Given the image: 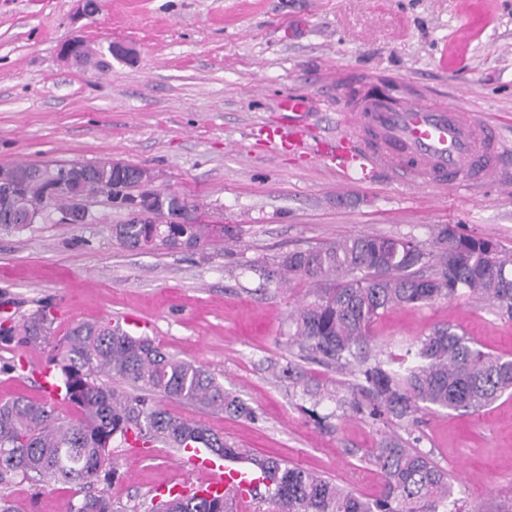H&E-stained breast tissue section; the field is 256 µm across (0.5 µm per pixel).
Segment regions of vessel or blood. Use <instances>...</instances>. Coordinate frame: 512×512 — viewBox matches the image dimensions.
Returning <instances> with one entry per match:
<instances>
[{
	"label": "vessel or blood",
	"mask_w": 512,
	"mask_h": 512,
	"mask_svg": "<svg viewBox=\"0 0 512 512\" xmlns=\"http://www.w3.org/2000/svg\"><path fill=\"white\" fill-rule=\"evenodd\" d=\"M335 138L318 146L321 157L345 175L389 171L420 187L474 188L494 179L512 188V169L493 128L469 113L459 101L433 103L425 88L403 81L386 84L349 74L336 76ZM276 148L300 150L306 141L296 126L276 129ZM257 484L251 469L228 465L223 476L201 488L205 497L240 502Z\"/></svg>",
	"instance_id": "obj_1"
}]
</instances>
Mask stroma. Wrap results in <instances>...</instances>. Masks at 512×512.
Instances as JSON below:
<instances>
[{"instance_id":"1","label":"stroma","mask_w":512,"mask_h":512,"mask_svg":"<svg viewBox=\"0 0 512 512\" xmlns=\"http://www.w3.org/2000/svg\"><path fill=\"white\" fill-rule=\"evenodd\" d=\"M78 0H0V166L124 161L149 168L156 189L195 204L203 223L227 226L237 243L199 251L130 250L114 238L125 210L90 199L91 219H58L0 230V318L21 320L50 303L64 334L83 321L123 323L166 352L194 361L254 409V419L213 414L175 400L174 416L202 421L256 454L296 463L364 497L383 481L369 457L389 434L429 452L462 502L499 512L512 505V396L478 411L373 419L314 405L278 368L294 365L320 388L350 397L354 377L302 357L289 317L306 287L265 284L251 263L361 233L410 235L431 247L437 227L512 250V193L486 184L420 188L379 177L339 176L316 151L277 153L265 128L287 123L282 99L305 101L302 122L335 134L340 73L406 78L458 97L491 125L512 165V0H104L82 19ZM82 36L91 48L130 45L133 60L80 70L60 56ZM451 323L484 350L512 357V319L462 295L390 309L373 323L375 344L406 342ZM0 400L44 399L35 377L43 350L0 343ZM120 476L104 490L124 512L152 497L197 486L183 451L160 443L113 442ZM87 486L22 478L0 485L21 512H68Z\"/></svg>"}]
</instances>
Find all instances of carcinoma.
<instances>
[{
  "label": "carcinoma",
  "mask_w": 512,
  "mask_h": 512,
  "mask_svg": "<svg viewBox=\"0 0 512 512\" xmlns=\"http://www.w3.org/2000/svg\"><path fill=\"white\" fill-rule=\"evenodd\" d=\"M80 193L129 199L131 182L112 163L98 164L93 180ZM161 203L140 224H115L116 240L134 250L161 246L198 250L212 229L189 216L185 224H162L176 205V193L161 192ZM71 209L70 197L58 194L41 212ZM264 282H302L305 301L290 316L289 341L306 357L346 368L360 380L367 403L348 402L322 391L287 366L282 375L314 399V405L346 404L371 416L397 420L421 411L478 410L512 395V358L484 352L452 324L433 326L403 355L381 358L370 347L371 324L395 306L428 304L461 295L479 296L512 318V254L488 238L459 234L449 225L437 229L433 248L409 236L359 234L332 244L290 251L270 265L251 267ZM51 309L32 311L16 328L0 323V341L31 349H50L43 376L61 388L77 411L68 418L49 401L21 398L0 401V484L17 476L50 483L92 485L117 475L112 440L138 448L161 442L170 448H204L222 460H247L272 484H261L252 498L273 512H481L459 505L448 470L402 439L383 440L373 453L383 478V492L366 499L302 466L275 456H251L237 443L196 420L176 418L161 399H176L236 418L252 419L253 408L207 370L177 358L147 336H133L120 325L81 322L57 338ZM153 512H233L222 497L198 491L167 492ZM77 512H118L105 492L89 494Z\"/></svg>",
  "instance_id": "cac0c4a2"
}]
</instances>
